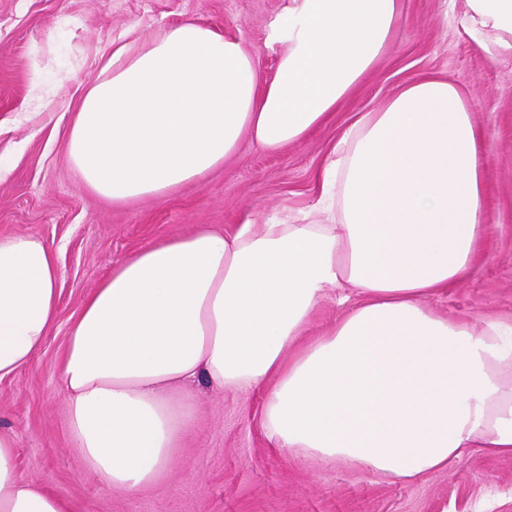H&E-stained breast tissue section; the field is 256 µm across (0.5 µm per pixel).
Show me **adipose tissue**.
<instances>
[{
    "label": "adipose tissue",
    "instance_id": "obj_1",
    "mask_svg": "<svg viewBox=\"0 0 512 512\" xmlns=\"http://www.w3.org/2000/svg\"><path fill=\"white\" fill-rule=\"evenodd\" d=\"M475 31L512 52V0H466ZM404 0H291L271 75L194 20L110 54L78 101L67 151L83 183L122 202L199 181L242 140L277 151L322 125L386 51ZM485 131L455 83L427 77L344 128L322 187L335 224H242L158 242L113 267L69 330L67 431L102 486L133 493L186 428L173 390L265 393L277 447L414 480L475 453L512 456V319L483 326L426 298L468 278L484 224ZM62 270L37 237L0 238V379L57 321ZM344 312L305 337L327 290ZM0 512H72L24 478L0 434Z\"/></svg>",
    "mask_w": 512,
    "mask_h": 512
}]
</instances>
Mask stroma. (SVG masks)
Listing matches in <instances>:
<instances>
[{
    "mask_svg": "<svg viewBox=\"0 0 512 512\" xmlns=\"http://www.w3.org/2000/svg\"><path fill=\"white\" fill-rule=\"evenodd\" d=\"M289 0H0V236L51 245L63 270L59 316L34 362L0 379V433L13 437L22 476L44 482L76 512H512V457L474 455L407 482L275 447L262 391L174 393L189 416L182 448L139 493L101 486L65 426L61 362L84 300L134 253L202 227L329 224L319 176L342 129L418 78L466 92L488 134L486 236L472 275L426 299L435 314L479 326L512 318V54L479 48L465 0H405L385 56L332 117L301 142L270 152L243 141L203 180L159 198L113 202L84 185L66 153L78 97L103 55L192 19L257 50L272 72L282 43L271 30Z\"/></svg>",
    "mask_w": 512,
    "mask_h": 512,
    "instance_id": "1",
    "label": "stroma"
}]
</instances>
